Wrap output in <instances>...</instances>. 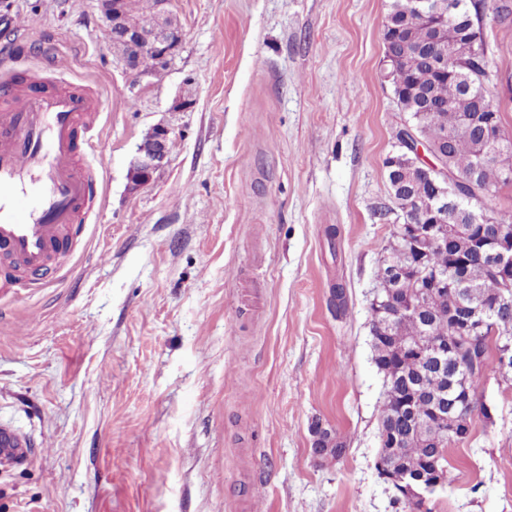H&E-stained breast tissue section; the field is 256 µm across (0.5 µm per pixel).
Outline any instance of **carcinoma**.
Listing matches in <instances>:
<instances>
[{
  "instance_id": "cac0c4a2",
  "label": "carcinoma",
  "mask_w": 512,
  "mask_h": 512,
  "mask_svg": "<svg viewBox=\"0 0 512 512\" xmlns=\"http://www.w3.org/2000/svg\"><path fill=\"white\" fill-rule=\"evenodd\" d=\"M128 12L143 24L152 21L153 0H126ZM451 26L455 35L448 40V58L454 60V72L438 76V72L422 58L410 60L406 67L392 78L402 87L396 99L400 111L408 115L411 123L420 128L422 137L435 141L443 131L454 133L448 144V165L458 174H466L479 161L476 135L459 128L461 117L475 109V96L466 90V81L477 79L474 73L475 58L486 55L484 37L477 39L467 33L471 24L478 25V32H483L486 0H455ZM403 26L411 27L412 38L420 45H429L427 25L416 11L415 0H392L386 16L384 28L397 31ZM428 89L436 98L447 104V108L438 112H421L418 109V91ZM407 182L412 198V209L420 214L431 209L433 202L427 186L418 180L411 171L402 174ZM481 185L493 190L502 184L500 167L488 160L481 167ZM399 226L393 225L392 240L389 244V262L398 266L410 265L418 268L422 279L440 276L448 280V288H425L423 283L415 280L404 282L394 289L393 294L386 292L387 285L383 277L385 264H380L376 271L378 290L375 296L379 301H388L401 305L408 300L420 303V311L415 317L403 318L391 329L383 327V321L375 311H370L371 334L376 342L372 343L374 363L384 377L399 371L403 374L418 375L425 373V383L411 389L405 383L397 381L386 383L385 398L380 406V430L391 429L399 435L398 447L393 461L406 470H420L429 460L438 459L448 465V453L455 441L439 438L433 426L428 425L424 431H417L407 418L403 409V398L407 392H419L412 407L417 415L429 417V406L433 400L436 371L423 356L427 349L425 336H448L451 326L449 314L459 309L461 292L460 282L464 281L474 287L486 305L485 319L488 330L473 338H463L457 343V361L472 371L467 384L470 397L471 416L480 415L482 386L492 374L500 372L498 351L505 343L512 344V307L497 308L495 304L505 283L488 265L484 254L471 246L470 225L460 224L452 236L451 247L433 249L427 254L417 251L412 243L398 235Z\"/></svg>"
}]
</instances>
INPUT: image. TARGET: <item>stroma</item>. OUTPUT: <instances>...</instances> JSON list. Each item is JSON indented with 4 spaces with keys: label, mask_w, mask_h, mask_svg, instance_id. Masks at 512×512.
Masks as SVG:
<instances>
[{
    "label": "stroma",
    "mask_w": 512,
    "mask_h": 512,
    "mask_svg": "<svg viewBox=\"0 0 512 512\" xmlns=\"http://www.w3.org/2000/svg\"><path fill=\"white\" fill-rule=\"evenodd\" d=\"M390 4L173 0L182 48L157 77L100 40L99 0L0 9V73L101 102L87 156L100 191L68 257L42 288L0 276V422L38 444L0 468V512H405L376 469L369 314L400 216ZM496 6L488 91L512 132V27ZM60 55L69 71L48 75ZM157 125L167 161L130 192ZM483 395L494 421L452 445L427 512H512V381L489 377ZM316 420L340 458L315 461Z\"/></svg>",
    "instance_id": "stroma-1"
}]
</instances>
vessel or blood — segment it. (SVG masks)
Listing matches in <instances>:
<instances>
[{
	"mask_svg": "<svg viewBox=\"0 0 512 512\" xmlns=\"http://www.w3.org/2000/svg\"><path fill=\"white\" fill-rule=\"evenodd\" d=\"M0 257L19 288L42 285L65 252L66 232L93 199L96 183L78 158L90 142L96 98L74 87L35 93L0 82ZM34 441L0 423V462L28 463Z\"/></svg>",
	"mask_w": 512,
	"mask_h": 512,
	"instance_id": "b4317fda",
	"label": "vessel or blood"
}]
</instances>
